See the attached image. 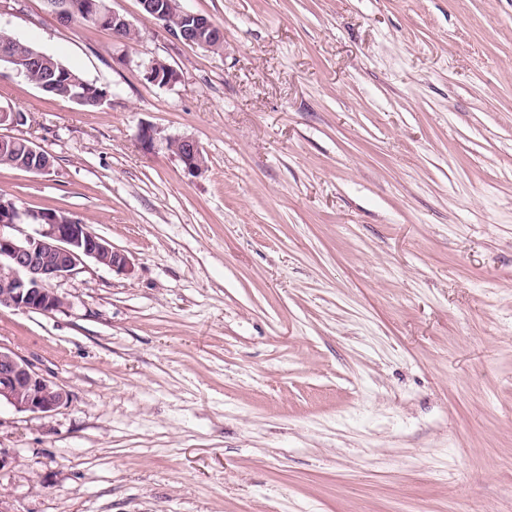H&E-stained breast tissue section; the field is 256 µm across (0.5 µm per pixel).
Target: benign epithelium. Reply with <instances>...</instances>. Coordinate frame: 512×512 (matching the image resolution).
Returning a JSON list of instances; mask_svg holds the SVG:
<instances>
[{
	"label": "benign epithelium",
	"mask_w": 512,
	"mask_h": 512,
	"mask_svg": "<svg viewBox=\"0 0 512 512\" xmlns=\"http://www.w3.org/2000/svg\"><path fill=\"white\" fill-rule=\"evenodd\" d=\"M46 3L62 23L84 16L97 25H110L114 30L133 28L123 15L107 5L106 0H85L81 5L74 0H46ZM178 13L181 20L189 23V28L162 24L175 39L190 43L186 38L188 32L208 34L220 41L224 39L221 28L207 16L182 7L178 8ZM4 48L5 58L16 74L29 77L30 57L22 40L10 36ZM160 65L162 62L155 59L142 63L145 79L154 85L162 79L172 84L177 78L176 71L169 67L164 76ZM26 118L24 112L0 106V128L19 127ZM164 147L181 161L188 175L197 177L206 171L203 150L196 140L167 137ZM28 150L30 155L43 157L45 161L26 172L44 174L51 170V157L32 139ZM21 224H32L37 229L26 233L19 229ZM85 258L117 272H127L131 268V261L124 252L92 233L82 220L64 212L58 216L44 210H22L14 201L0 195V309L46 314L64 309L67 300L54 292L50 284L73 274ZM69 399V392L45 376L32 361L0 346V406L41 415L68 404Z\"/></svg>",
	"instance_id": "benign-epithelium-1"
}]
</instances>
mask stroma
Masks as SVG:
<instances>
[{"label": "stroma", "instance_id": "35a3bbf8", "mask_svg": "<svg viewBox=\"0 0 512 512\" xmlns=\"http://www.w3.org/2000/svg\"><path fill=\"white\" fill-rule=\"evenodd\" d=\"M108 5L137 40L0 0L111 91L87 110L0 66L54 160L0 194L132 263L0 310V346L70 393L0 408V512H512V0H181L218 51ZM175 2H177V10L181 16V20L191 24L188 29L189 33H194L197 37L200 36V34L204 37L208 34L211 38H217L219 42L224 39L223 31L213 20L203 14L182 8L179 0H175ZM160 142L181 161L188 175L197 177L206 171L207 163L204 161L203 150L196 140L187 137H167Z\"/></svg>", "mask_w": 512, "mask_h": 512}]
</instances>
